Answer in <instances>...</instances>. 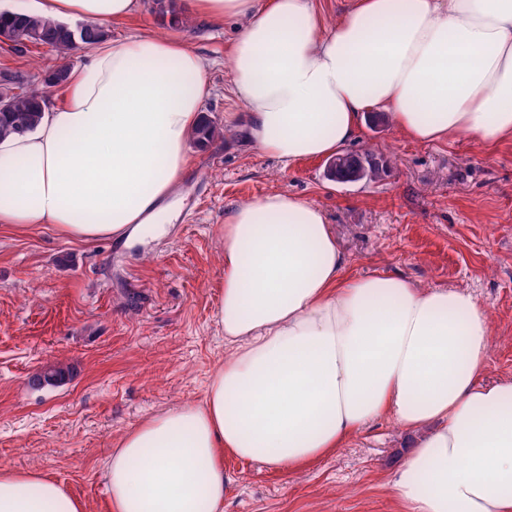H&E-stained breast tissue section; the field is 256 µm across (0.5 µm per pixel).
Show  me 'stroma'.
I'll list each match as a JSON object with an SVG mask.
<instances>
[{
	"label": "stroma",
	"instance_id": "stroma-1",
	"mask_svg": "<svg viewBox=\"0 0 512 512\" xmlns=\"http://www.w3.org/2000/svg\"><path fill=\"white\" fill-rule=\"evenodd\" d=\"M239 27L198 17L173 27L139 0L110 30L116 41L172 37L205 58L203 110L220 125L241 109L226 58ZM56 64L48 47L0 43V74L36 83ZM347 150L373 153L381 176L340 184L326 161L286 168L233 133L190 145L178 217L165 236L142 243H83L48 224H0V465L40 470L87 512H109L116 442L156 412L201 401L228 354L215 323L219 229L235 207L271 192L324 210L350 274L470 293L490 322L484 378L512 377V141L422 144L371 113ZM51 366L68 368L67 378L35 386ZM416 442L382 420L297 471L225 457L224 512H396L388 477Z\"/></svg>",
	"mask_w": 512,
	"mask_h": 512
}]
</instances>
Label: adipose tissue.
I'll return each mask as SVG.
<instances>
[{"label": "adipose tissue", "instance_id": "ef3b65f1", "mask_svg": "<svg viewBox=\"0 0 512 512\" xmlns=\"http://www.w3.org/2000/svg\"><path fill=\"white\" fill-rule=\"evenodd\" d=\"M243 21L234 131L285 167L343 154L367 113L419 143L512 140V0H187ZM137 0H25L20 11L119 22ZM208 94L203 58L167 38L96 46L37 127L0 138V224L79 242L173 219ZM215 320L231 352L201 402L128 430L107 466L111 512H224V457L286 470L383 419L420 433L389 477L405 512H512V380L482 379L489 318L474 297L354 276L308 199L274 192L224 218ZM0 512H86L42 472L0 467Z\"/></svg>", "mask_w": 512, "mask_h": 512}]
</instances>
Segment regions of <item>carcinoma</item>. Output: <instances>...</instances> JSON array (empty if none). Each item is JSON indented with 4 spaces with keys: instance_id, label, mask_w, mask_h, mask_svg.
Wrapping results in <instances>:
<instances>
[{
    "instance_id": "carcinoma-1",
    "label": "carcinoma",
    "mask_w": 512,
    "mask_h": 512,
    "mask_svg": "<svg viewBox=\"0 0 512 512\" xmlns=\"http://www.w3.org/2000/svg\"><path fill=\"white\" fill-rule=\"evenodd\" d=\"M151 11L163 18L170 17L173 25L180 23L176 0H152ZM0 37L11 43L16 50L29 44L48 46L63 60L62 64L44 78L39 87L20 79L3 78V81L16 89L12 95L11 108L0 114V137H4L25 133L39 124L51 88L60 86L67 77L70 66L64 60L78 50V46L75 45L68 28L53 19L8 12L0 13ZM222 136L224 129L207 118L193 132L194 141L202 146Z\"/></svg>"
}]
</instances>
